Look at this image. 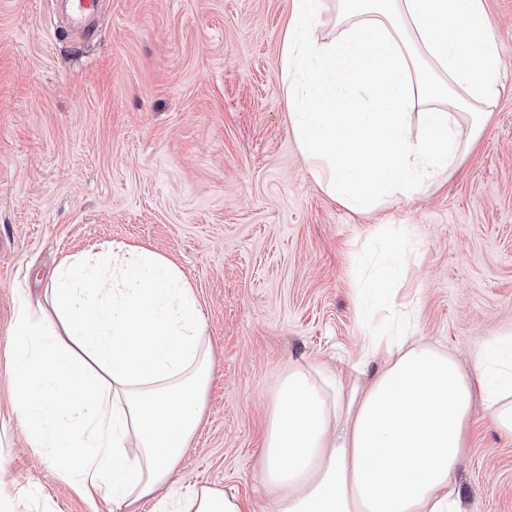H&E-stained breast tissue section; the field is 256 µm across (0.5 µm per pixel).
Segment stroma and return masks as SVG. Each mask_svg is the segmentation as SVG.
Masks as SVG:
<instances>
[{
    "instance_id": "1",
    "label": "stroma",
    "mask_w": 512,
    "mask_h": 512,
    "mask_svg": "<svg viewBox=\"0 0 512 512\" xmlns=\"http://www.w3.org/2000/svg\"><path fill=\"white\" fill-rule=\"evenodd\" d=\"M503 89L452 173L410 199L353 215L313 180L281 78L292 0H102L93 33L54 0H0V512H114L62 480L12 412L11 328L67 255L109 243L173 261L212 345L202 420L176 498L232 491L273 512L257 481L276 384L310 361L362 359L359 280L387 246L419 253L395 288L418 334L462 364L512 337V0H484ZM455 479L463 512H512V441L483 406Z\"/></svg>"
}]
</instances>
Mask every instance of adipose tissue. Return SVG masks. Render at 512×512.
I'll list each match as a JSON object with an SVG mask.
<instances>
[{
    "instance_id": "adipose-tissue-1",
    "label": "adipose tissue",
    "mask_w": 512,
    "mask_h": 512,
    "mask_svg": "<svg viewBox=\"0 0 512 512\" xmlns=\"http://www.w3.org/2000/svg\"><path fill=\"white\" fill-rule=\"evenodd\" d=\"M341 33L316 37L321 0H293L281 45L291 123L312 178L358 214L450 172L500 93L493 18L482 0H339ZM419 106L418 128L408 110ZM400 236L372 262L375 293L416 254ZM48 310L15 319L14 413L29 444L72 459L80 491L136 512L172 482L195 434L213 366L195 290L166 257L104 246L61 259ZM349 382L307 363L278 382L262 443L277 512H461L453 474L483 405L512 440V339L464 368L388 319Z\"/></svg>"
}]
</instances>
